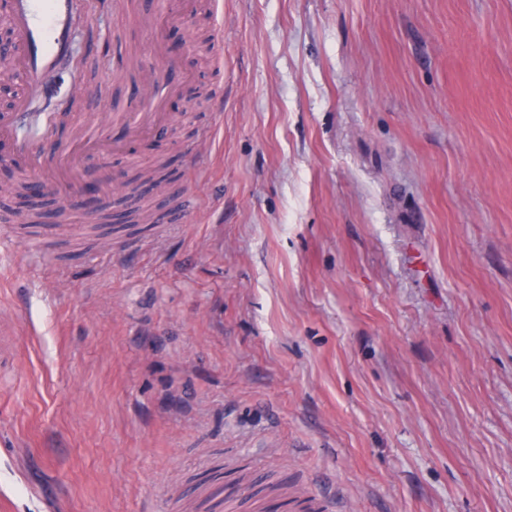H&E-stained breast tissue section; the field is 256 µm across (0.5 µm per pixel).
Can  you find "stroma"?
I'll use <instances>...</instances> for the list:
<instances>
[{
    "instance_id": "obj_1",
    "label": "stroma",
    "mask_w": 512,
    "mask_h": 512,
    "mask_svg": "<svg viewBox=\"0 0 512 512\" xmlns=\"http://www.w3.org/2000/svg\"><path fill=\"white\" fill-rule=\"evenodd\" d=\"M82 0L63 109L170 120L172 224L0 237L9 512H512V0ZM167 86L164 78L154 77L148 88L131 100V111L115 115V125L120 126V136H137L143 132L158 128L161 112H143V103L147 98L163 94Z\"/></svg>"
}]
</instances>
